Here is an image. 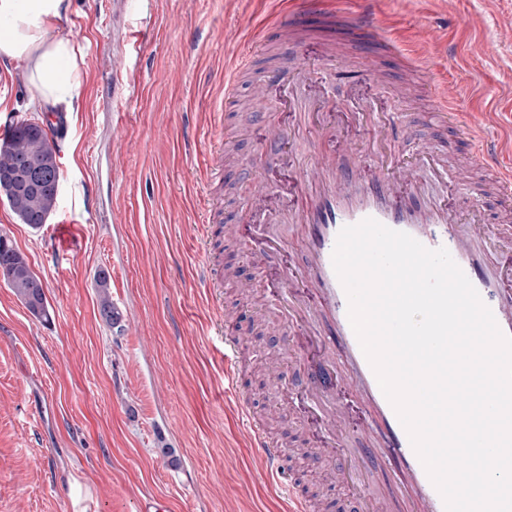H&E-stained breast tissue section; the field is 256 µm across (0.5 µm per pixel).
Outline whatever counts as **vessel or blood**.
<instances>
[{
  "mask_svg": "<svg viewBox=\"0 0 512 512\" xmlns=\"http://www.w3.org/2000/svg\"><path fill=\"white\" fill-rule=\"evenodd\" d=\"M324 8L325 30L320 40L328 60L336 58V35L351 31L385 52L394 53V46L379 34L377 18L370 8L341 11L333 0H326ZM275 36L284 41H299L310 38L311 33L298 20L277 16L267 28L256 33L253 52L235 64L233 80H240L245 71L253 68L256 55L265 53ZM223 130L224 115L215 113L211 152L216 162L209 170L207 186L202 189L212 212L217 209V199L210 185L224 176V169L217 162L224 152ZM380 133L392 144L404 141L407 126L402 113L386 114ZM418 156L421 164L413 169L402 165L395 153L373 147L356 155L353 164L340 167L335 154L318 152L312 167L294 184L301 198L300 205L278 215L269 209L273 187L267 177L255 176L248 187L249 205L260 222L274 219L300 227L308 253L307 265L301 272L287 269L282 274L281 328L298 326L302 334L313 337L329 365L339 366L346 388L377 419L376 427L366 433L365 455L380 456L401 468L393 485L386 487L383 498L370 503L358 502V512H393L402 499L413 504L415 512H445V505L381 390L350 323L348 297L332 263L341 229L372 218L408 233L427 248H446L492 311L502 333L512 337V167L503 166L483 138L473 141L469 164L491 175L489 192L503 205V221L495 224L480 206L461 213L448 205L446 199L430 197L425 188L447 178L448 160L445 152L432 143L421 144ZM370 168L375 169V176H367ZM297 275L313 286L318 311L293 301L289 286ZM224 379L226 392L235 393L238 388L236 344L231 340L224 344ZM342 414V403L323 404L320 416L324 446H337L336 422ZM248 437L268 477L287 500L288 512H311L309 501L295 489L283 468L284 453L280 445L253 423L248 426Z\"/></svg>",
  "mask_w": 512,
  "mask_h": 512,
  "instance_id": "1",
  "label": "vessel or blood"
}]
</instances>
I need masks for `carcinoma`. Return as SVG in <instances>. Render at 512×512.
Here are the masks:
<instances>
[{"label": "carcinoma", "mask_w": 512, "mask_h": 512, "mask_svg": "<svg viewBox=\"0 0 512 512\" xmlns=\"http://www.w3.org/2000/svg\"><path fill=\"white\" fill-rule=\"evenodd\" d=\"M2 180L10 181V185H0V195L5 197L21 223L34 230L47 223L57 206L60 171L55 145L44 123L34 118L23 119L0 140ZM0 275L35 318L49 320L43 281L3 234L0 235ZM96 287L102 318L110 325L120 323L121 314L112 304L105 272L97 273Z\"/></svg>", "instance_id": "1"}]
</instances>
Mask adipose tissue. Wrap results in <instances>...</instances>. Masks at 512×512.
Returning a JSON list of instances; mask_svg holds the SVG:
<instances>
[{"mask_svg": "<svg viewBox=\"0 0 512 512\" xmlns=\"http://www.w3.org/2000/svg\"><path fill=\"white\" fill-rule=\"evenodd\" d=\"M64 0H0V56L31 63L40 105L67 103L78 46L54 34Z\"/></svg>", "mask_w": 512, "mask_h": 512, "instance_id": "adipose-tissue-1", "label": "adipose tissue"}]
</instances>
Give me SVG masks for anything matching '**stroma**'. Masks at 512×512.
<instances>
[{"mask_svg":"<svg viewBox=\"0 0 512 512\" xmlns=\"http://www.w3.org/2000/svg\"><path fill=\"white\" fill-rule=\"evenodd\" d=\"M394 56L380 58L384 79L358 60L373 47H351L352 77L326 69L317 40L276 45L285 67L305 62L302 88H269L278 112L258 111L250 83L224 97V73L244 52L252 28L285 10L284 0H107L99 13L87 0H68L59 36L84 46L73 74L70 138L58 156L56 212L40 229L20 223L0 198V233L24 253L45 284L49 321L34 318L0 279V512H139L142 500H162L166 512H285L248 447L251 415L295 461L301 493L321 491L318 512H339L355 496L339 469L302 456L318 447L312 411L298 403L302 375L323 376L318 355L288 353L310 345L295 334L284 342L251 328L258 314L274 318L276 303L255 307L286 267L304 264L301 243L279 241V225L257 230L244 191L245 160L261 158L281 188L271 202L287 211L300 199L290 189L310 167L315 143L349 140L360 152L365 130L351 112L405 110L409 139L398 156L417 161V146L445 140L463 160L471 130L486 131L503 161L512 162V0H370ZM124 55L135 91L112 86V56ZM26 63L0 57V124L8 114L47 119L29 107L38 93ZM451 92L462 112L453 127L433 123L428 86ZM320 98L331 125H297L295 98ZM225 100L235 138L219 188L223 218L204 224L199 200L208 158L210 108ZM283 142L265 137L270 121ZM99 191L89 207L88 185ZM207 227L210 249L198 240ZM232 269L216 311L197 272L205 259ZM110 274L121 312L111 327L98 312L94 275ZM239 347L236 398L224 394V340ZM279 356L283 376L263 372Z\"/></svg>","mask_w":512,"mask_h":512,"instance_id":"1","label":"stroma"}]
</instances>
